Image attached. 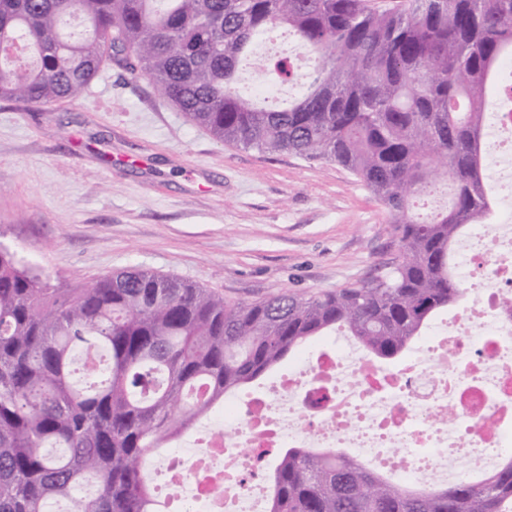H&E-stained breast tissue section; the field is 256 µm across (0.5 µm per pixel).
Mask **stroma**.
<instances>
[{
  "label": "stroma",
  "mask_w": 512,
  "mask_h": 512,
  "mask_svg": "<svg viewBox=\"0 0 512 512\" xmlns=\"http://www.w3.org/2000/svg\"><path fill=\"white\" fill-rule=\"evenodd\" d=\"M0 245L55 287L140 267L232 303L367 280L399 249L346 169L218 142L112 63L72 101L0 100Z\"/></svg>",
  "instance_id": "1"
}]
</instances>
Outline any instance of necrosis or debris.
<instances>
[{
    "instance_id": "obj_1",
    "label": "necrosis or debris",
    "mask_w": 512,
    "mask_h": 512,
    "mask_svg": "<svg viewBox=\"0 0 512 512\" xmlns=\"http://www.w3.org/2000/svg\"><path fill=\"white\" fill-rule=\"evenodd\" d=\"M500 96L509 113L486 134L499 217L459 250L460 312L389 369L358 350L315 352L250 398L242 429L218 423L149 459L148 474L168 473L165 512H261L267 488L245 476L256 448H350L412 480H481L512 456V80Z\"/></svg>"
}]
</instances>
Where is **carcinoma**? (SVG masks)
<instances>
[{
  "label": "carcinoma",
  "instance_id": "obj_1",
  "mask_svg": "<svg viewBox=\"0 0 512 512\" xmlns=\"http://www.w3.org/2000/svg\"><path fill=\"white\" fill-rule=\"evenodd\" d=\"M318 58L265 59L299 90L285 106L240 92L239 67L267 32ZM512 57V0H0V100L78 98L113 62L144 77L219 142L350 171L399 239L371 283L255 303L141 268L53 288L0 245V512H163L145 463L294 348L342 329L399 357L457 303L453 247L490 223L487 90ZM446 181V210L417 202ZM103 348L100 380L73 384L71 357ZM268 512H512V461L483 482L414 487L336 451L289 448Z\"/></svg>",
  "mask_w": 512,
  "mask_h": 512
}]
</instances>
